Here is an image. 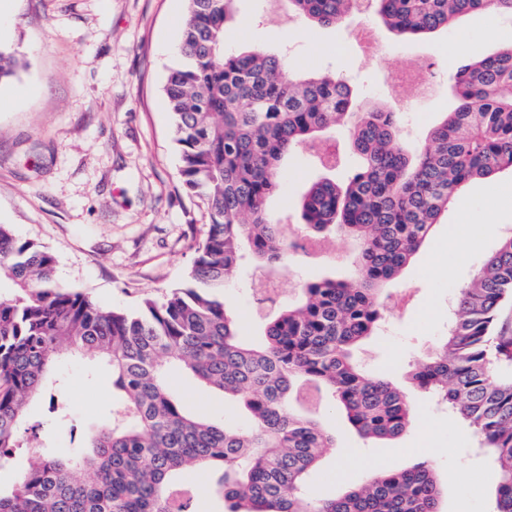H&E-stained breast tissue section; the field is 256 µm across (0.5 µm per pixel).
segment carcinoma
I'll return each mask as SVG.
<instances>
[{
	"instance_id": "obj_1",
	"label": "carcinoma",
	"mask_w": 512,
	"mask_h": 512,
	"mask_svg": "<svg viewBox=\"0 0 512 512\" xmlns=\"http://www.w3.org/2000/svg\"><path fill=\"white\" fill-rule=\"evenodd\" d=\"M237 0H187L165 95L183 187L199 194L208 230L190 280L134 313L103 309L53 278L54 256L0 225V470L20 447L29 404L46 393L59 355L75 351L107 365L121 399L85 446L65 456L41 448L8 488L0 512H199L201 492L184 472L201 468L224 512H441L431 462L373 474L330 498L307 494L336 434L339 414L365 440H392L413 406L389 378L359 363L361 344L384 318L386 286L421 251L440 217L475 179L512 170V45L456 72L458 105L423 143L409 145L397 112H352L354 90L334 73H288V53L235 52L224 35ZM296 18L333 26L350 0H288ZM512 0H377L376 17L403 37L449 28L462 15ZM18 58L0 45V82ZM352 122L360 164L344 184L312 183L300 218L314 235L352 238L350 279L325 274L296 300L254 317L263 341L249 343L224 301L245 258L274 274L288 267V225L268 199L282 162ZM512 298V232L502 235L448 308L440 349L411 379L471 431L490 458L492 512H512V336L495 330ZM177 367L236 401L245 420L189 412L168 379Z\"/></svg>"
}]
</instances>
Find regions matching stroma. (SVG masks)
I'll return each mask as SVG.
<instances>
[{"instance_id":"stroma-1","label":"stroma","mask_w":512,"mask_h":512,"mask_svg":"<svg viewBox=\"0 0 512 512\" xmlns=\"http://www.w3.org/2000/svg\"><path fill=\"white\" fill-rule=\"evenodd\" d=\"M13 27L0 32L22 61L16 75L0 82V224L55 257L53 276L105 309L134 311L144 300L180 287L191 269L194 248L208 222L199 199L182 186L171 115L164 86L179 56L186 0H11ZM354 20L320 27L270 15L265 0H238L231 25L233 46L287 50L293 72H336L358 92L354 109L391 108L389 69L415 56L439 58L438 93L425 107L427 120L416 139L457 105L448 90L458 67L512 45V21L477 12L449 29L402 41L379 27L393 55L388 68L366 61L352 36ZM323 170L306 154L285 159L282 191L268 201L284 223L298 221L305 189ZM512 192V172L466 186L437 225L427 246L390 284L408 291L410 304L396 316L389 335L372 337L360 359L375 375L388 373L416 405L406 432L395 440L362 441L344 425L336 428L307 491L315 498L359 484L379 470H401L428 458L446 490L443 512H491L490 467L476 454L454 416L439 411L413 388L407 371L433 350L448 319V303L512 229V206L488 208ZM464 261H457V251ZM255 271L246 269L226 302L238 313L246 339L259 326L252 316ZM169 379L187 407L220 418L231 407L221 393L179 372ZM52 380L69 401L79 430L112 414L109 368L64 354ZM38 427L30 446L68 453L78 443L55 425L42 401L28 413ZM347 456H339V448Z\"/></svg>"}]
</instances>
